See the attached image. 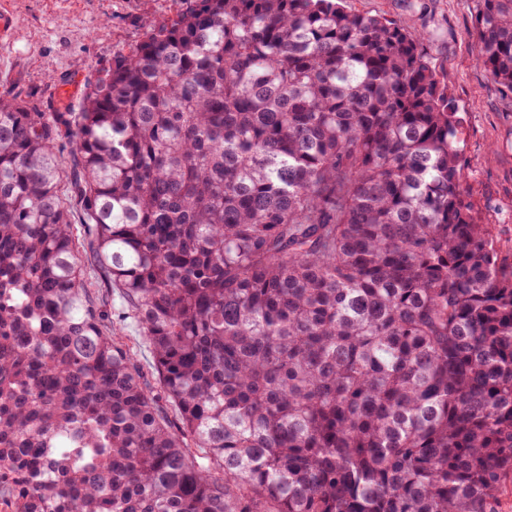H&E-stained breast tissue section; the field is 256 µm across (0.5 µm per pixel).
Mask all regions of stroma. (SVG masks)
<instances>
[{"label": "stroma", "instance_id": "35a3bbf8", "mask_svg": "<svg viewBox=\"0 0 512 512\" xmlns=\"http://www.w3.org/2000/svg\"><path fill=\"white\" fill-rule=\"evenodd\" d=\"M348 2L422 36L433 66L447 74L450 107L461 123L463 198L512 263V93L477 60L470 0ZM182 7V0H0L13 18L9 40L0 42V98L35 95L52 111L78 104L87 81ZM66 85L73 93L59 95Z\"/></svg>", "mask_w": 512, "mask_h": 512}]
</instances>
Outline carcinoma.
<instances>
[{
  "mask_svg": "<svg viewBox=\"0 0 512 512\" xmlns=\"http://www.w3.org/2000/svg\"><path fill=\"white\" fill-rule=\"evenodd\" d=\"M470 3L512 92V0ZM457 136L422 39L336 0H187L78 110L0 98V497L497 512L512 265L462 198ZM86 266L88 277H90L97 286V288H95L97 297L100 301L104 302L105 309L109 315H112V321L116 322V315L125 311L126 308L122 295L116 289L110 288L109 284L105 281L99 271L90 265V262L89 264L86 263ZM119 330V336L129 345L134 352L137 363L143 370L145 380L151 386L156 387V378L153 369V355L149 347L143 342L140 327L130 318L122 322L115 323Z\"/></svg>",
  "mask_w": 512,
  "mask_h": 512,
  "instance_id": "1",
  "label": "carcinoma"
}]
</instances>
